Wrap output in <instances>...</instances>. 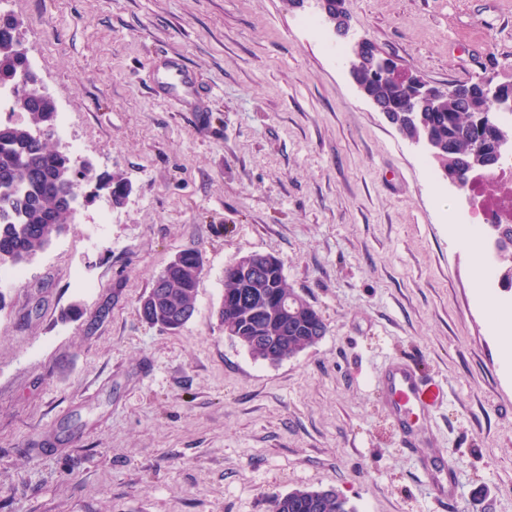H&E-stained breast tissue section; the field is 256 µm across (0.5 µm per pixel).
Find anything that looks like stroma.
Segmentation results:
<instances>
[{
	"instance_id": "stroma-1",
	"label": "stroma",
	"mask_w": 512,
	"mask_h": 512,
	"mask_svg": "<svg viewBox=\"0 0 512 512\" xmlns=\"http://www.w3.org/2000/svg\"><path fill=\"white\" fill-rule=\"evenodd\" d=\"M351 37L448 84L512 83V0H346ZM81 160L129 184L82 201L0 287V512H272L302 487L356 512H512V368L481 302L474 223L359 93L311 9L281 0H0ZM211 88L209 123L157 97L158 54ZM112 222L96 231L101 207ZM204 260L191 319L138 301L180 251ZM270 253L324 316L315 346L254 359L217 318L224 268ZM409 360L459 494L435 500L375 383Z\"/></svg>"
}]
</instances>
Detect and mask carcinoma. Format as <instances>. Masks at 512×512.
<instances>
[{
	"label": "carcinoma",
	"instance_id": "obj_1",
	"mask_svg": "<svg viewBox=\"0 0 512 512\" xmlns=\"http://www.w3.org/2000/svg\"><path fill=\"white\" fill-rule=\"evenodd\" d=\"M27 58L19 48L17 23L0 15V87H16ZM365 93L389 110L391 124L405 137L429 136L436 156L434 164L447 163L462 184L466 177L485 165L473 150L474 139L490 135L474 126L472 114L486 107L476 93L478 83L461 82L458 90L441 96L433 108L423 112L418 125L405 118L403 108L410 95L409 79L396 68L358 71ZM56 107L47 96L26 103L25 112L0 124V268L18 266L43 251L52 237L74 221V182L82 180L94 189H107L112 203L120 205L128 187L119 175H99L89 165L76 168L70 156L53 143ZM41 128L45 140L37 143L32 133ZM204 271L201 253L189 247L177 254L155 278L163 295L141 307L142 319L161 328L178 331L193 315L196 289ZM294 301L291 315L281 314L280 302ZM224 333L256 359L269 363L294 357L316 345L318 330H327L321 313L288 283L283 263L268 265L261 281L244 285L234 274L224 272L223 295L217 310ZM259 336L276 337L279 347L271 354L256 342ZM273 512H355L346 498L334 490L314 487L294 489L274 500Z\"/></svg>",
	"mask_w": 512,
	"mask_h": 512
}]
</instances>
